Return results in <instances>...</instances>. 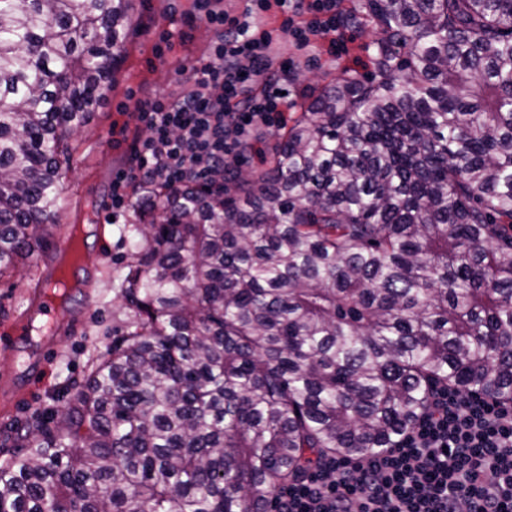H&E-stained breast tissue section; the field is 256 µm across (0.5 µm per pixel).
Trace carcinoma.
Returning <instances> with one entry per match:
<instances>
[{
	"mask_svg": "<svg viewBox=\"0 0 512 512\" xmlns=\"http://www.w3.org/2000/svg\"><path fill=\"white\" fill-rule=\"evenodd\" d=\"M134 0H0V276L63 207ZM367 79L266 167L139 202L126 334L0 457V512H258L448 383L512 400V0H360Z\"/></svg>",
	"mask_w": 512,
	"mask_h": 512,
	"instance_id": "cac0c4a2",
	"label": "carcinoma"
}]
</instances>
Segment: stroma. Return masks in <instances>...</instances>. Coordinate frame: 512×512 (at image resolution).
<instances>
[{
	"label": "stroma",
	"instance_id": "stroma-1",
	"mask_svg": "<svg viewBox=\"0 0 512 512\" xmlns=\"http://www.w3.org/2000/svg\"><path fill=\"white\" fill-rule=\"evenodd\" d=\"M354 3L341 0L345 23L354 37L347 54L335 57L324 46L299 45L291 30L282 29L278 58L290 67L289 100H298L306 86L335 82L346 70L370 75L371 44L378 34L353 17ZM165 31L172 32L173 38L159 56L155 46ZM212 38L211 29L196 18L193 0H135L133 26L112 88L73 136L76 149L62 171L65 205L58 221L45 227L14 272L0 276V381H10L16 391L13 409H0L1 452L12 451L18 434L45 423L53 411L65 407L75 396L90 357L110 348L113 337L126 333L119 287L134 257L135 238L122 225L111 223L110 209L100 205L111 197L113 172L126 165L137 133L136 127L126 126L122 106L133 94L181 92L178 66L202 61ZM115 125L126 126L124 136L111 138ZM68 224L86 225L83 266L97 281L92 294L76 293L68 304V314L82 323L80 332L51 347L39 336L23 334L16 320L18 302L40 270L55 264Z\"/></svg>",
	"mask_w": 512,
	"mask_h": 512
}]
</instances>
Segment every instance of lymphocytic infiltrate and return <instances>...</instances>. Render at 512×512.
Returning a JSON list of instances; mask_svg holds the SVG:
<instances>
[{
    "mask_svg": "<svg viewBox=\"0 0 512 512\" xmlns=\"http://www.w3.org/2000/svg\"><path fill=\"white\" fill-rule=\"evenodd\" d=\"M340 0H247L241 14L222 0H195L213 32L207 59L177 70L175 97L132 99L137 122L126 167L112 180V215L132 208V188L220 185L254 147L257 128L281 124L291 104L281 86L276 12L303 45H344ZM281 26V27H282ZM269 512H512V402L433 387L428 408L392 447L344 452L280 486Z\"/></svg>",
    "mask_w": 512,
    "mask_h": 512,
    "instance_id": "1",
    "label": "lymphocytic infiltrate"
}]
</instances>
